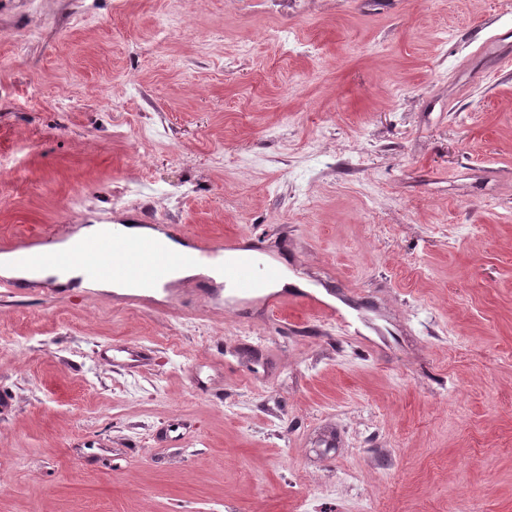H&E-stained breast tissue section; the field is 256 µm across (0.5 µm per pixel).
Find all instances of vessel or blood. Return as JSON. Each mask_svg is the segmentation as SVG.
<instances>
[{"label": "vessel or blood", "mask_w": 512, "mask_h": 512, "mask_svg": "<svg viewBox=\"0 0 512 512\" xmlns=\"http://www.w3.org/2000/svg\"><path fill=\"white\" fill-rule=\"evenodd\" d=\"M54 241V234L40 233L1 242L0 249L17 253L34 268L48 262L61 270L77 265L88 279L116 278L139 290L163 287L174 265L187 260L220 266L225 287L241 293L266 288L280 274L258 251L239 252L230 241H202L186 255L172 252L162 239L130 236L122 224L111 225L100 238L74 242L64 251H53Z\"/></svg>", "instance_id": "vessel-or-blood-1"}]
</instances>
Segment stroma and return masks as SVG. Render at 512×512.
Listing matches in <instances>:
<instances>
[{
	"mask_svg": "<svg viewBox=\"0 0 512 512\" xmlns=\"http://www.w3.org/2000/svg\"><path fill=\"white\" fill-rule=\"evenodd\" d=\"M0 0V238L258 240L272 290L0 292V512H512V0ZM298 298H301V301L303 304L310 309H318L323 312L327 317H329L332 320H336V323L341 325L342 327H352L353 322L352 319L344 315L341 311L334 308H329L316 300L315 298L311 296H296V295H290L289 297L286 296H278L275 298L274 303L275 306L278 308H284L288 306V303H292Z\"/></svg>",
	"mask_w": 512,
	"mask_h": 512,
	"instance_id": "stroma-1",
	"label": "stroma"
}]
</instances>
